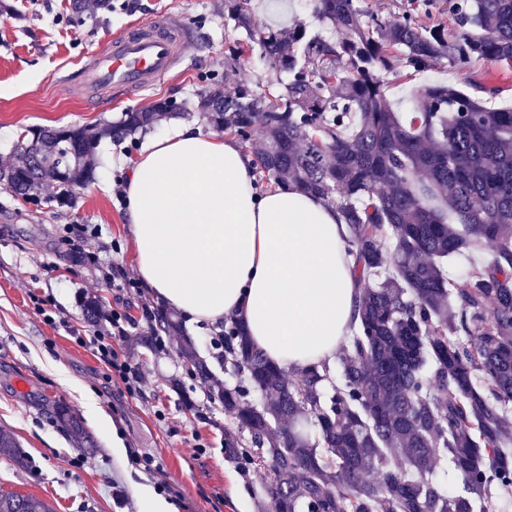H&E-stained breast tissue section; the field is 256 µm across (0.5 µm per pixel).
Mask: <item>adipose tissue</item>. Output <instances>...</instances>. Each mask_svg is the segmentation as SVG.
Wrapping results in <instances>:
<instances>
[{
	"label": "adipose tissue",
	"mask_w": 512,
	"mask_h": 512,
	"mask_svg": "<svg viewBox=\"0 0 512 512\" xmlns=\"http://www.w3.org/2000/svg\"><path fill=\"white\" fill-rule=\"evenodd\" d=\"M254 179L233 139L190 124L149 138L123 183L140 278L191 323L240 318L280 367L333 362L358 321L344 226L323 199Z\"/></svg>",
	"instance_id": "1"
}]
</instances>
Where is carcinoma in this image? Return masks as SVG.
Returning a JSON list of instances; mask_svg holds the SVG:
<instances>
[{
	"label": "carcinoma",
	"instance_id": "carcinoma-1",
	"mask_svg": "<svg viewBox=\"0 0 512 512\" xmlns=\"http://www.w3.org/2000/svg\"><path fill=\"white\" fill-rule=\"evenodd\" d=\"M432 4L389 19L365 0H312L315 16L340 30L333 41L260 21L252 0H224V16L244 33L231 57L255 53L287 81L271 100L247 84L226 95L210 77L197 109L238 137L264 176L336 209L361 289L336 381L326 365L288 379L239 319L224 325L232 383L216 379L190 341L180 346L189 375L234 419L224 454L243 468L270 465L273 512H498L512 499V106L433 85L403 116L389 107L384 79L400 61L415 72L486 60L511 68L512 0H448V23H421ZM180 111L164 100L95 127L29 129L0 167V185L28 202L51 185L70 204L96 180L102 141ZM473 247L489 262L450 277L448 263ZM104 313L101 299L84 302L89 324ZM181 328L158 309L147 335ZM52 412L86 442L67 405ZM0 459L25 465L6 430ZM0 512L55 510L1 492Z\"/></svg>",
	"mask_w": 512,
	"mask_h": 512
}]
</instances>
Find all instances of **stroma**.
<instances>
[{
	"mask_svg": "<svg viewBox=\"0 0 512 512\" xmlns=\"http://www.w3.org/2000/svg\"><path fill=\"white\" fill-rule=\"evenodd\" d=\"M15 15L0 16V166L11 160L20 134L34 126H93L113 122L125 110L145 108L159 100L180 104L184 122L206 127L194 106L206 77L221 74V87L234 91L241 83L277 93L283 79L258 56L234 59L230 49L241 33L224 17V0H141L135 11L85 10L69 17L70 0H11ZM259 16L279 27L305 23L310 32L334 40L337 28L314 17L306 0H253ZM181 15L195 38L185 46L180 66L163 83L134 95L101 93L95 101L81 98L73 81L94 54L137 21ZM490 82L498 94L489 106H512V68L485 61L475 66L447 65L390 79L387 99L394 111H412L414 88L424 84L468 89L472 78ZM145 141L137 133L106 140L97 149L94 183L74 203H51L45 189L39 204L14 199L0 189V429L11 432L26 457L20 468L0 459V492L46 499L56 512H141L133 484L149 488L165 484L166 500L176 512H261L270 481L266 465L249 472L224 456V431L232 420L213 407L200 379L186 374L179 356L180 338L165 346L140 344L147 322L144 312L158 301L145 288L136 268L132 240L123 221L124 204L116 193L127 162ZM99 228L88 239L85 225ZM95 252L96 262H75L72 250ZM100 297L107 312L127 319L124 338L115 348L142 373V393L132 394L109 376L91 347L77 344L71 330L93 335L110 330L109 320L91 326L82 317V302ZM44 300L38 311L36 300ZM60 318V326L47 316ZM61 401L80 417L92 437L94 451L78 444L71 432L55 423L48 406ZM109 416L113 430L95 426L90 409ZM120 438L124 455L112 452ZM206 443L193 455L195 442ZM158 463L144 470L141 461Z\"/></svg>",
	"mask_w": 512,
	"mask_h": 512,
	"instance_id": "obj_1",
	"label": "stroma"
}]
</instances>
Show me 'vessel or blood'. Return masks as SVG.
I'll list each match as a JSON object with an SVG mask.
<instances>
[{
	"label": "vessel or blood",
	"instance_id": "1",
	"mask_svg": "<svg viewBox=\"0 0 512 512\" xmlns=\"http://www.w3.org/2000/svg\"><path fill=\"white\" fill-rule=\"evenodd\" d=\"M192 38L188 23L178 16L136 23L97 54L86 85L116 94L147 90L174 69Z\"/></svg>",
	"mask_w": 512,
	"mask_h": 512
}]
</instances>
